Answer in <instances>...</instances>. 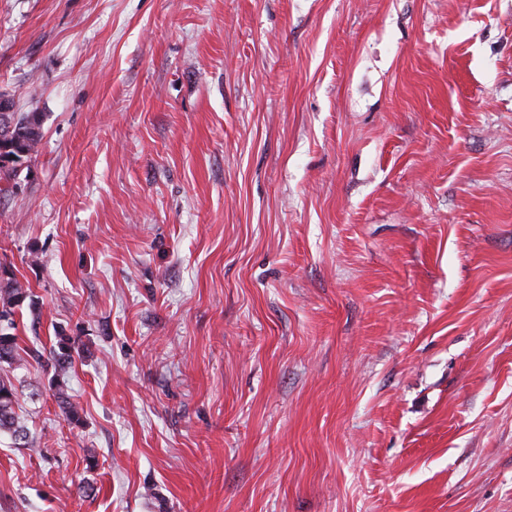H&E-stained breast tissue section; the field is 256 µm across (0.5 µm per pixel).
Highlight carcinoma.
Returning <instances> with one entry per match:
<instances>
[{
	"mask_svg": "<svg viewBox=\"0 0 512 512\" xmlns=\"http://www.w3.org/2000/svg\"><path fill=\"white\" fill-rule=\"evenodd\" d=\"M12 133L8 154L22 155L29 162L38 155L43 139L41 120L35 112H0V137ZM34 306L30 288L20 282L10 266L0 262V434H7L15 445L34 448L37 439L32 436L16 411L17 392L4 366H13L22 361L18 344L16 314L24 304ZM83 345L63 335H58V349L53 351L48 364L54 369V395L63 415L72 423L80 420L78 408L69 400L66 376L74 355L80 354Z\"/></svg>",
	"mask_w": 512,
	"mask_h": 512,
	"instance_id": "cac0c4a2",
	"label": "carcinoma"
}]
</instances>
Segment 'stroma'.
<instances>
[{"label": "stroma", "mask_w": 512, "mask_h": 512, "mask_svg": "<svg viewBox=\"0 0 512 512\" xmlns=\"http://www.w3.org/2000/svg\"><path fill=\"white\" fill-rule=\"evenodd\" d=\"M0 93V512H512V0H0ZM11 103L7 97L0 99V148L8 149L7 154L2 160L3 163L9 166L0 164V182L4 183L0 192L9 191L10 184L17 175L18 170L15 166H11L13 161H19L17 157L20 151L24 154L21 155L26 163L30 162L32 158L38 155L39 146L43 139L41 120L36 112H12ZM13 126L12 139L7 146L1 145V137L6 138L9 127ZM15 155V156H14ZM29 300L33 308L34 300L29 287L20 282L11 266L0 262V435L7 434L18 448H34L37 439L32 436L16 411L17 392L10 376L5 373L3 364L9 368L22 361L18 344L16 314ZM25 352V350H24ZM58 349L54 350L48 359L47 366L54 369V395L59 402V408L63 415L71 423H78L80 420L78 408L72 402L66 392V376L69 373L75 360L74 354L80 355L83 344L63 335H58Z\"/></svg>", "instance_id": "stroma-1"}]
</instances>
